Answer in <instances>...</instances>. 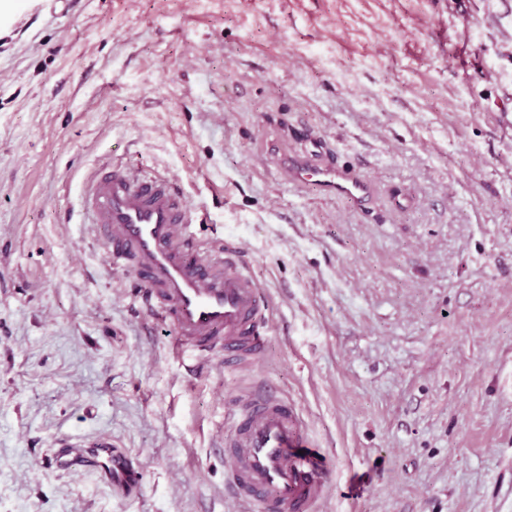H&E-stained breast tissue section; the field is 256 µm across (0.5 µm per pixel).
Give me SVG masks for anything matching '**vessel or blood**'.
<instances>
[{
  "label": "vessel or blood",
  "instance_id": "obj_1",
  "mask_svg": "<svg viewBox=\"0 0 512 512\" xmlns=\"http://www.w3.org/2000/svg\"><path fill=\"white\" fill-rule=\"evenodd\" d=\"M295 181L361 203L368 183L330 166H291ZM85 223L102 226L106 262L131 272L149 305L173 325L177 344L216 355L225 366L260 358L269 300L231 249L201 251L191 230L186 201L170 178L130 168L98 173L82 196ZM231 418L236 437L229 446L227 482L236 496L262 512H311L325 492L327 459L301 431L295 408L257 390L242 398ZM57 467L102 468L127 486L140 472L112 453V442L88 445L61 437Z\"/></svg>",
  "mask_w": 512,
  "mask_h": 512
}]
</instances>
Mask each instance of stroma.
Wrapping results in <instances>:
<instances>
[{"mask_svg":"<svg viewBox=\"0 0 512 512\" xmlns=\"http://www.w3.org/2000/svg\"><path fill=\"white\" fill-rule=\"evenodd\" d=\"M366 179L361 205L291 158ZM173 179L273 302L263 357L176 347L84 224ZM294 405L314 512H512V0H10L0 11V512H239L226 413ZM108 436L136 493L49 459Z\"/></svg>","mask_w":512,"mask_h":512,"instance_id":"stroma-1","label":"stroma"}]
</instances>
